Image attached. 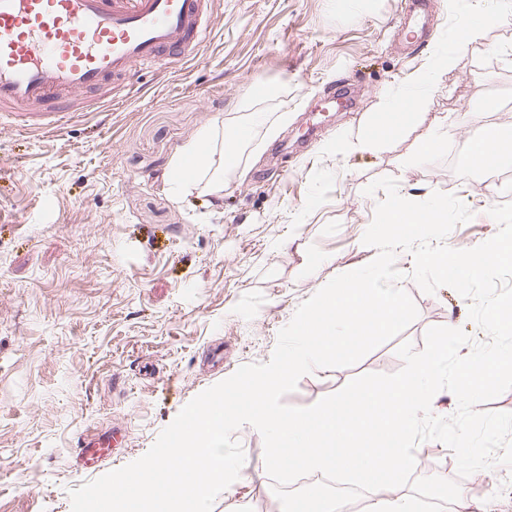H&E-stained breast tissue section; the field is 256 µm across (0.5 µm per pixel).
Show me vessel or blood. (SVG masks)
<instances>
[{
	"label": "vessel or blood",
	"instance_id": "vessel-or-blood-1",
	"mask_svg": "<svg viewBox=\"0 0 512 512\" xmlns=\"http://www.w3.org/2000/svg\"><path fill=\"white\" fill-rule=\"evenodd\" d=\"M213 0H0V124L25 132L59 128L82 94L138 66L194 60L212 33ZM427 0H403L413 41ZM112 439L90 435L81 463L93 469Z\"/></svg>",
	"mask_w": 512,
	"mask_h": 512
}]
</instances>
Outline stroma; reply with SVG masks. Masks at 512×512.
I'll use <instances>...</instances> for the list:
<instances>
[{"instance_id":"1","label":"stroma","mask_w":512,"mask_h":512,"mask_svg":"<svg viewBox=\"0 0 512 512\" xmlns=\"http://www.w3.org/2000/svg\"><path fill=\"white\" fill-rule=\"evenodd\" d=\"M401 0H214L213 33L197 60L130 76L115 103L65 128H0V512H72L70 490L95 480L76 464L84 437L121 427L105 471L142 457L180 410L240 366L268 362L298 306L338 274L370 263L363 236L391 176L403 194L457 196L472 219L445 243L469 249L498 231L487 212L512 202V157L470 166L459 145L512 133V20L463 43L476 0H432L422 43L395 25ZM455 67L413 123L377 150L337 153L364 134L385 98L432 54ZM266 113L221 191L173 192L167 176L206 128L231 134L244 101ZM447 131L433 153L427 133ZM417 318L350 367L302 376L282 401L309 407L366 373L400 370L397 350H422L430 327L484 333L468 302L420 290L398 252ZM224 363L212 365L214 348ZM233 437L245 475L212 512H258L272 480L261 434ZM415 476H457L437 441L415 450ZM479 512H512V470L458 478Z\"/></svg>"}]
</instances>
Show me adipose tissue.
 <instances>
[{"label": "adipose tissue", "instance_id": "ef3b65f1", "mask_svg": "<svg viewBox=\"0 0 512 512\" xmlns=\"http://www.w3.org/2000/svg\"><path fill=\"white\" fill-rule=\"evenodd\" d=\"M454 66V56L444 53L437 55L430 66L412 72L406 80L410 96L389 101L364 136L342 143L341 151L371 150L402 131L412 121L418 108L429 99L435 78L448 74ZM264 123V113L253 112L242 125L241 135L221 138L212 130H204L196 142L184 148L176 162L170 178L171 189L182 193L198 188L203 181L224 175L230 167V159L237 157L244 145L245 133Z\"/></svg>", "mask_w": 512, "mask_h": 512}]
</instances>
